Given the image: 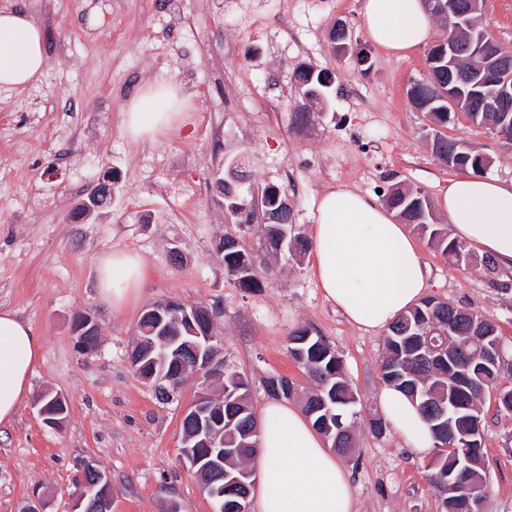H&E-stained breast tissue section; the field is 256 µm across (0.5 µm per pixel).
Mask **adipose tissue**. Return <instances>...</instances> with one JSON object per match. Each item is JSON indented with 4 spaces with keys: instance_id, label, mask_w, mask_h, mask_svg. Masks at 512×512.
Segmentation results:
<instances>
[{
    "instance_id": "adipose-tissue-1",
    "label": "adipose tissue",
    "mask_w": 512,
    "mask_h": 512,
    "mask_svg": "<svg viewBox=\"0 0 512 512\" xmlns=\"http://www.w3.org/2000/svg\"><path fill=\"white\" fill-rule=\"evenodd\" d=\"M363 24L371 41L397 57L432 36L422 0H364ZM47 66L46 34L27 10L0 9V90L40 81ZM185 103L171 82L145 86L125 114L132 140L145 141L171 125ZM454 239L512 269V182L477 175L451 180L436 198ZM311 276L324 299L350 324L369 332L390 325L424 296L427 272L405 226L376 199L347 187L323 192L312 227ZM144 274L138 256L115 252L100 261V294L121 308ZM43 343L15 312L0 310V424L11 422L42 356ZM384 418L419 459L432 458L436 441L416 404L384 387ZM256 460L259 489L253 512H356L348 471L304 414L269 401L262 408Z\"/></svg>"
}]
</instances>
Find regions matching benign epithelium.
<instances>
[{
	"label": "benign epithelium",
	"mask_w": 512,
	"mask_h": 512,
	"mask_svg": "<svg viewBox=\"0 0 512 512\" xmlns=\"http://www.w3.org/2000/svg\"><path fill=\"white\" fill-rule=\"evenodd\" d=\"M431 17L435 19H454L462 21L457 9L444 0H423ZM472 47L482 56V66L485 70L484 81L496 84L494 92L483 97L486 111L508 112L512 110V81L500 79V74L509 67V60L494 44V39L486 33L475 37ZM112 196V187L96 186L82 205L84 212H90L99 207L102 200ZM214 321V315L208 309L200 310L196 307H188L183 303L167 299L161 304L149 307L141 318V322L152 326L150 334L158 339L166 348L171 349L174 363L180 365V371L170 370L164 372L157 369V365L150 357V347L154 342L141 336L135 349L130 355V367L142 380L150 383L153 380L173 383L185 377L188 373L198 376H209L220 370V365L215 363L213 357V343L216 334L213 328H204L201 322ZM73 333L77 336V342L86 353L92 351L88 337L98 335L97 323L87 316L81 315L73 324ZM55 405L56 411H51L49 405ZM51 404L43 403V399H37L35 407L43 422L50 426H58L62 423V417L67 414L68 403L64 396L55 395ZM185 413L190 415L194 422L195 431L191 435H185L182 439V456L190 464L191 468L198 467L203 459L192 455L191 448H205L207 457L214 455L222 458L225 456L224 448V412L216 409L210 402V398L201 394L190 404ZM103 481L101 492L90 497L86 492H80L78 504L90 500L88 512H112V497L107 495L111 488V482L105 475H100ZM243 484L240 479L227 482L222 479H214L201 484V490L213 501L214 512H224L225 490L231 486Z\"/></svg>",
	"instance_id": "1"
}]
</instances>
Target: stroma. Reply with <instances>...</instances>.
<instances>
[{"label":"stroma","mask_w":512,"mask_h":512,"mask_svg":"<svg viewBox=\"0 0 512 512\" xmlns=\"http://www.w3.org/2000/svg\"><path fill=\"white\" fill-rule=\"evenodd\" d=\"M29 11L47 35V67L35 85L0 91V309L14 311L43 340V355L9 424L0 425V512H75L76 480L93 464L112 483V512H213L183 463L181 421L201 393L221 398L219 376L191 378L159 402L129 357L144 309L176 299L214 313L217 358L249 380L254 410L270 401L266 380L307 377L289 359L288 337L306 327L339 353L361 404L357 449L345 459L357 512H443L424 462L393 429L372 434L383 387L384 331L349 324L309 274V252L268 251L261 224H231L218 187L230 160L249 162L252 187L275 186L294 202L292 232L309 240L313 202L346 186L368 195L401 184L436 198L458 170L441 164L436 132L408 101L426 75L425 49L396 59L369 39L362 0H0ZM350 53L330 52L337 22ZM371 68L362 71L357 52ZM331 72L328 105L301 115L291 81L301 66ZM166 81L188 96V123L155 140L123 129L144 84ZM445 135L490 156L486 176L512 181V149L457 117ZM112 201L89 218L70 215L100 182ZM242 239L261 262L264 286L246 292L217 251ZM429 295L495 322L512 341V291L483 267H453L416 237ZM139 256L146 275L120 310L102 302L98 268L112 252ZM94 318L98 344L81 352L77 315ZM63 395L68 412L47 426L33 406ZM484 512H512V416L484 405Z\"/></svg>","instance_id":"obj_1"}]
</instances>
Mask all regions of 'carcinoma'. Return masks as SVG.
Listing matches in <instances>:
<instances>
[{"label": "carcinoma", "mask_w": 512, "mask_h": 512, "mask_svg": "<svg viewBox=\"0 0 512 512\" xmlns=\"http://www.w3.org/2000/svg\"><path fill=\"white\" fill-rule=\"evenodd\" d=\"M457 37L458 55L454 65L442 61L443 44L432 45L426 54L427 77L410 84L408 99L419 111L432 117L435 124H448V102L444 93L457 90L465 94L468 105L463 107L465 117L475 126L494 133L499 129L512 137V125L504 123L502 113L478 111L477 98L471 97L472 85L477 78L474 51L468 44V33ZM324 71H312L302 66L293 72V83L310 95L309 102L323 105L329 100L330 88L321 82ZM436 158L448 165L453 158L455 169L482 171L475 155H467L466 142L440 135ZM252 192L236 193L234 198H224L225 214L233 224H251L256 219L253 211L245 217L237 213L249 205ZM387 206L413 224L426 236L428 244L451 265L469 266L473 263L470 248L463 242L448 239V228L433 223L429 197L421 190L394 187ZM265 240L273 252H280L279 241L283 225H264ZM224 270L244 290L263 287L260 261L243 242L222 253ZM455 307L435 296H427L401 314L388 328L384 337L386 355L381 366L382 382L402 390L419 408L430 423L436 436L438 449L427 465L430 484L443 495L445 512H468V499L481 493L484 469L483 435L484 418L482 402L484 393L503 387L501 372L505 361L512 356V346L507 344L497 324L471 312L483 322L487 336L474 341L469 333V320L458 322L457 332L439 342L448 344L455 352L451 362L436 360L422 362L414 357L420 345V326L426 322H441L453 315ZM500 347L504 353L497 364L486 361L482 349ZM288 356L314 383L313 392L304 395V412L317 431L326 438L329 447H338L337 453L349 456L354 444L350 418L360 403L356 391L346 378L342 362L328 341L308 328L294 331L288 339ZM455 401L458 411L434 420L433 409L438 403ZM224 447L232 449L224 458V472L231 477H244L247 461L259 447V425L252 411L249 383L244 374L224 369Z\"/></svg>", "instance_id": "cac0c4a2"}]
</instances>
